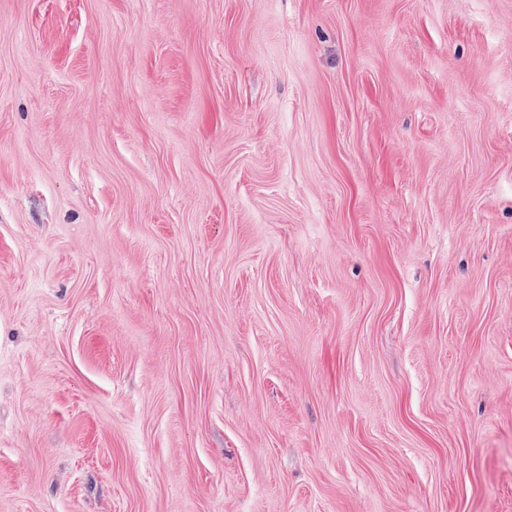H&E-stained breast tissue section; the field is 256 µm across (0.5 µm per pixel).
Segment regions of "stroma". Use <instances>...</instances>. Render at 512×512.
<instances>
[{
    "mask_svg": "<svg viewBox=\"0 0 512 512\" xmlns=\"http://www.w3.org/2000/svg\"><path fill=\"white\" fill-rule=\"evenodd\" d=\"M0 512H512V0H0Z\"/></svg>",
    "mask_w": 512,
    "mask_h": 512,
    "instance_id": "obj_1",
    "label": "stroma"
}]
</instances>
